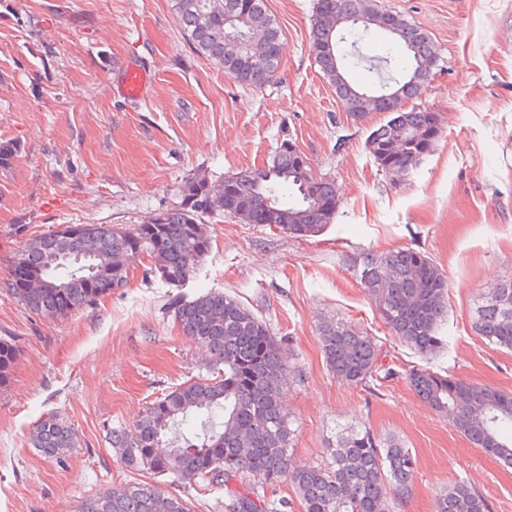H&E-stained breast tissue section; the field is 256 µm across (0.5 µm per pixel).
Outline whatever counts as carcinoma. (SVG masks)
Masks as SVG:
<instances>
[{"label": "carcinoma", "mask_w": 512, "mask_h": 512, "mask_svg": "<svg viewBox=\"0 0 512 512\" xmlns=\"http://www.w3.org/2000/svg\"><path fill=\"white\" fill-rule=\"evenodd\" d=\"M181 30L197 55L242 83L261 87L279 68L282 28L267 0H172ZM382 14L373 0H316L310 35L323 77L347 112L364 119L387 112L390 119L372 132L367 149L383 171L408 173L432 152L441 128L436 113L408 106L418 98L436 65L430 38L398 18L381 54L366 61L358 53L349 64H366L391 96L370 106L372 90L336 74V45L358 41L376 30ZM246 36L243 58L224 57V16ZM223 195L211 193L204 178L182 186V202L157 213L154 224L132 229L85 224L26 241L9 260L0 288L29 311L64 318L95 305L124 286L132 262L146 255L150 270L179 288L194 278L212 247L206 215H229L283 233L319 235L336 213L315 207L338 197L336 185L299 168V152L285 139L269 161L224 177ZM361 283L386 326L423 356L446 346L440 325L447 312L448 278L428 255L398 249L364 257ZM172 312L183 335L212 357L213 378L190 380L153 401L131 426L110 431L112 447L124 464L153 477L224 488L228 512H288L299 501L302 512H393V501L409 493L416 471L411 452L394 439L381 441L367 429L337 433L330 465L296 464L289 453L297 430L281 405L290 379L281 343L263 320L236 297L211 290L191 299L175 297ZM475 328L492 343L512 349V279L498 284L476 309ZM325 362L339 380L364 386L382 367L385 354L372 336L341 322L320 329ZM17 347L0 338V388L8 385ZM408 381L430 409L448 417L477 448L512 465V394L429 369L409 373ZM33 446L57 457L76 446V434L50 414L35 426ZM291 485L295 498L277 496ZM79 512H190L188 502L167 495L154 483H137L84 500ZM437 512H487L481 495L457 484L437 497Z\"/></svg>", "instance_id": "1"}]
</instances>
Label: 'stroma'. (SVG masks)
Instances as JSON below:
<instances>
[{"label": "stroma", "mask_w": 512, "mask_h": 512, "mask_svg": "<svg viewBox=\"0 0 512 512\" xmlns=\"http://www.w3.org/2000/svg\"><path fill=\"white\" fill-rule=\"evenodd\" d=\"M430 37L436 66L417 103L441 135L417 170L394 177L367 150L389 115L354 120L309 51L316 0H267L283 36L279 69L260 87L197 56L171 0H0V277L26 240L66 224L131 228L179 205L188 178L218 189L295 142L334 182L335 220L297 239L227 215L207 217L212 249L182 288L137 261L124 287L63 319L31 313L0 288V337L18 357L0 389V512H78L82 501L150 481L109 442L146 406L209 373L169 302L217 289L282 341L292 371L283 402L300 465L327 464L336 434L369 427L410 448L411 491L394 512H436L440 490L466 484L489 512H512V466L474 447L411 389V370L512 393V350L474 327L482 294L512 278V0H377ZM149 71L135 100L122 68ZM411 248L448 277L447 347L425 357L390 332L360 281L364 253ZM344 321L374 336L392 376L352 386L329 372L320 327ZM73 427L64 463L31 446L45 414Z\"/></svg>", "instance_id": "stroma-1"}]
</instances>
